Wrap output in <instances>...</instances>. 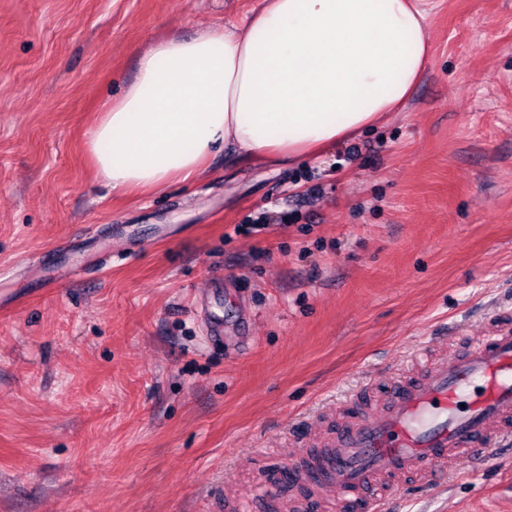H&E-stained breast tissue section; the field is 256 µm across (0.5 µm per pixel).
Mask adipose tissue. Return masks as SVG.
Listing matches in <instances>:
<instances>
[{
	"mask_svg": "<svg viewBox=\"0 0 512 512\" xmlns=\"http://www.w3.org/2000/svg\"><path fill=\"white\" fill-rule=\"evenodd\" d=\"M419 0H264L248 22L158 41L91 128L114 192L197 178L219 151L320 157L408 100L427 63Z\"/></svg>",
	"mask_w": 512,
	"mask_h": 512,
	"instance_id": "1",
	"label": "adipose tissue"
}]
</instances>
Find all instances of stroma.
<instances>
[{
    "mask_svg": "<svg viewBox=\"0 0 512 512\" xmlns=\"http://www.w3.org/2000/svg\"><path fill=\"white\" fill-rule=\"evenodd\" d=\"M260 4L0 0V512H227L419 347L512 316V0H428L410 99L322 157L97 176L89 130L139 57ZM217 279L247 351L195 311ZM386 512H512V441Z\"/></svg>",
    "mask_w": 512,
    "mask_h": 512,
    "instance_id": "35a3bbf8",
    "label": "stroma"
}]
</instances>
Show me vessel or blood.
<instances>
[{"label":"vessel or blood","instance_id":"obj_1","mask_svg":"<svg viewBox=\"0 0 512 512\" xmlns=\"http://www.w3.org/2000/svg\"><path fill=\"white\" fill-rule=\"evenodd\" d=\"M425 375L391 385L385 399L322 442L300 453L302 480L363 496L369 512H384L393 480L436 481L458 457L489 455L512 436V327L461 337L452 352L417 354Z\"/></svg>","mask_w":512,"mask_h":512}]
</instances>
